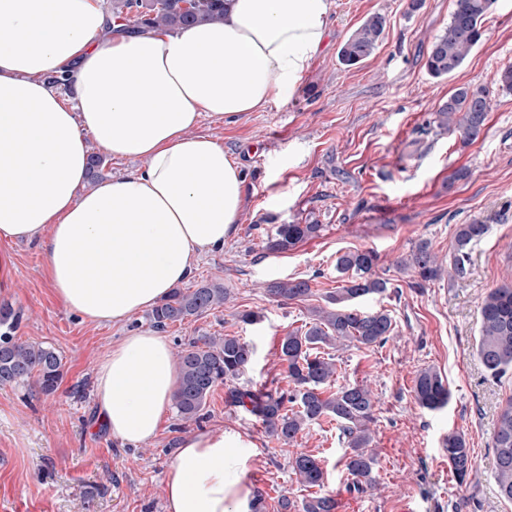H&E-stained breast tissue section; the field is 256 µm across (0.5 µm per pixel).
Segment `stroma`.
<instances>
[{"mask_svg": "<svg viewBox=\"0 0 512 512\" xmlns=\"http://www.w3.org/2000/svg\"><path fill=\"white\" fill-rule=\"evenodd\" d=\"M333 0L330 35L297 89L282 103L248 112L232 126L202 122L241 165L245 208L224 249L203 255L189 280L214 279L230 291L224 306L164 330L170 344L232 334L254 347L240 385L287 388L278 358L281 336L307 322L341 285L336 259L371 249L376 271L389 279L384 296L361 301L385 309L395 324L374 348L335 351L342 379L372 388V450L376 483L354 488L345 443L330 424L309 426L287 447L269 438L260 421L224 402L217 387L201 423L181 424L169 412L154 441L140 446L114 440L96 420L94 378L101 356L122 336L151 329L147 313L97 325L66 309L43 276L46 253L33 244L0 243V304L19 312L21 340L54 348L63 379L53 394L29 386L0 387V512H166L163 485L175 458L169 443L199 429L239 432L253 452L243 474L262 492L266 512L279 503L313 496L290 465L292 449L317 456L324 490L337 512H512L494 480L492 434L512 399V371H486L475 353L484 296L512 280V91L496 75L512 65V0H497L485 33L462 66L444 78L425 61L433 39L450 20L453 0ZM386 18L374 57L346 67L338 52L368 16ZM484 90L491 105L481 136L462 144L459 134L433 125L434 112L458 87ZM478 221L485 237L470 248L464 276L445 270L416 283L397 262L419 241L450 261L457 225ZM280 224H317L321 231L293 250L267 249ZM292 277L311 282L309 301H281L266 286ZM259 316L242 322L244 312ZM431 367L447 380L451 398L437 411L414 399L416 373ZM465 436L480 475L458 484L441 450L444 433Z\"/></svg>", "mask_w": 512, "mask_h": 512, "instance_id": "35a3bbf8", "label": "stroma"}]
</instances>
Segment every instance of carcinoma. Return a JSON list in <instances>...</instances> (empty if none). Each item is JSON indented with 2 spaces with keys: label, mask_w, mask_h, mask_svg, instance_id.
<instances>
[{
  "label": "carcinoma",
  "mask_w": 512,
  "mask_h": 512,
  "mask_svg": "<svg viewBox=\"0 0 512 512\" xmlns=\"http://www.w3.org/2000/svg\"><path fill=\"white\" fill-rule=\"evenodd\" d=\"M225 0H112V21L117 30L139 31L145 27L178 29L187 23L215 22L224 18ZM496 0H454L448 27L432 42L425 63L434 78L457 70L481 41L483 21ZM386 19L375 13L368 16L346 39L339 61L355 66L372 57L384 34ZM490 111L484 94L459 87L435 111L434 123L441 130L457 131L466 142L480 136ZM320 224H280L268 239L267 248L286 252L297 244L318 236ZM485 224H460L455 234L452 267L456 275L467 272L469 247L487 233ZM378 255L371 249L355 250L336 259V270L347 275L344 285L325 297V305L308 309L309 327L289 331L282 338L279 359L286 364L291 389H247L235 381L249 367L253 347L234 335L202 336L177 353L179 381L174 404L184 422L203 416L207 399L214 389L227 386L229 406H247L262 423L269 437L283 445L296 441L305 428L322 419L336 422L344 443L345 467L356 484L374 485L377 459L372 450L370 424L375 397L370 387L360 382L336 385V361L321 351L328 346L356 342L365 347L384 344L393 330V319L385 309L365 311L358 302L388 291L390 282L376 273ZM424 282L440 277L442 266L429 242L421 240L411 253L398 262ZM271 295L284 301H307L313 296L310 280L282 279L268 287ZM227 291L217 281L196 288H174L149 315L158 329L199 317L224 305ZM19 315L8 305L0 307V386L34 384L40 392H55L64 375L63 358L55 349L33 344L13 336ZM476 353L485 369L494 376L512 371V283L491 289L480 306V335ZM417 404L436 411L446 407L450 391L444 377L433 368L417 372L413 385ZM495 478L500 496L512 501V401L502 409L492 437ZM448 465L461 484L479 477L472 451L464 436L453 433L443 441ZM300 484L322 487L321 461L300 452L292 461ZM281 508L294 512H336L338 503L330 494H318L297 504L285 498Z\"/></svg>",
  "instance_id": "cac0c4a2"
}]
</instances>
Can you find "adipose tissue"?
Returning <instances> with one entry per match:
<instances>
[{"mask_svg": "<svg viewBox=\"0 0 512 512\" xmlns=\"http://www.w3.org/2000/svg\"><path fill=\"white\" fill-rule=\"evenodd\" d=\"M331 7L227 0L221 21L126 34L108 32L104 0H0V240L42 247L56 296L86 321L153 308L223 250L245 200L240 164L198 126L284 100L320 52ZM93 143L137 168L87 188ZM177 384L169 342L131 333L97 366L96 418L122 443H148ZM250 454L230 430L182 439L166 512H253Z\"/></svg>", "mask_w": 512, "mask_h": 512, "instance_id": "adipose-tissue-1", "label": "adipose tissue"}]
</instances>
